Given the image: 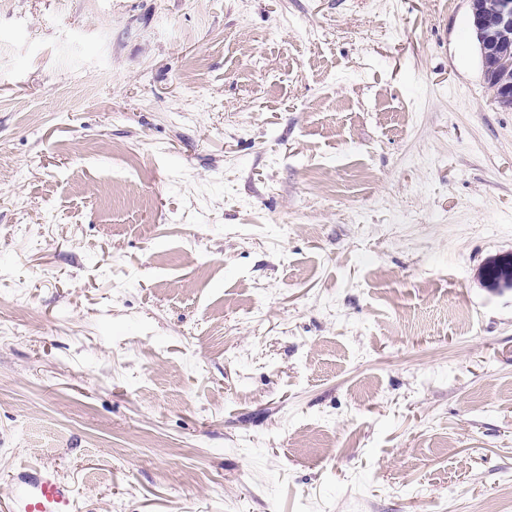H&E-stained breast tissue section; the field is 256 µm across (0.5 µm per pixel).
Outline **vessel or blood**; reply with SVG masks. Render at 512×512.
Instances as JSON below:
<instances>
[{
	"instance_id": "1",
	"label": "vessel or blood",
	"mask_w": 512,
	"mask_h": 512,
	"mask_svg": "<svg viewBox=\"0 0 512 512\" xmlns=\"http://www.w3.org/2000/svg\"><path fill=\"white\" fill-rule=\"evenodd\" d=\"M73 489L47 469L21 473L14 479L8 512H78Z\"/></svg>"
}]
</instances>
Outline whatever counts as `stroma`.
Listing matches in <instances>:
<instances>
[{"label": "stroma", "mask_w": 512, "mask_h": 512, "mask_svg": "<svg viewBox=\"0 0 512 512\" xmlns=\"http://www.w3.org/2000/svg\"><path fill=\"white\" fill-rule=\"evenodd\" d=\"M506 261L466 0H0L1 506L512 512ZM13 479L8 512H78L74 490L48 469H33Z\"/></svg>", "instance_id": "1"}]
</instances>
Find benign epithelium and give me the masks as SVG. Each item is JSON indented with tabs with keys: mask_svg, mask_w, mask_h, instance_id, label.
Masks as SVG:
<instances>
[{
	"mask_svg": "<svg viewBox=\"0 0 512 512\" xmlns=\"http://www.w3.org/2000/svg\"><path fill=\"white\" fill-rule=\"evenodd\" d=\"M468 3L483 77L496 76L503 64L501 47L512 41V0H500L492 12L485 10L482 0H468Z\"/></svg>",
	"mask_w": 512,
	"mask_h": 512,
	"instance_id": "1",
	"label": "benign epithelium"
}]
</instances>
